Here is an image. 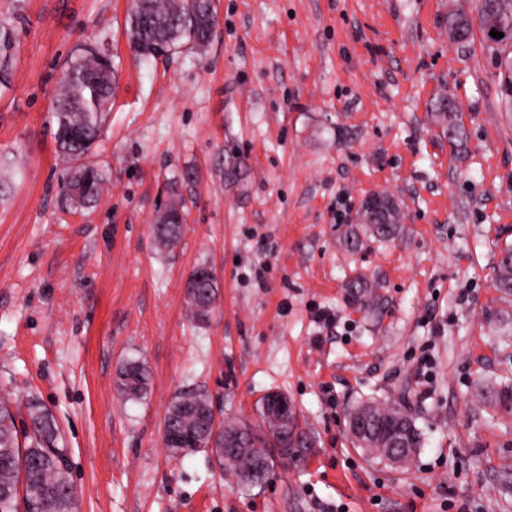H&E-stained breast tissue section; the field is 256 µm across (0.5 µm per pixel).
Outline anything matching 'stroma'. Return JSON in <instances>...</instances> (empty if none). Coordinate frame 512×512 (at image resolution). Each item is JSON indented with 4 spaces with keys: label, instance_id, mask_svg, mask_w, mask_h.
Wrapping results in <instances>:
<instances>
[{
    "label": "stroma",
    "instance_id": "stroma-1",
    "mask_svg": "<svg viewBox=\"0 0 512 512\" xmlns=\"http://www.w3.org/2000/svg\"><path fill=\"white\" fill-rule=\"evenodd\" d=\"M202 51L135 58L130 0H0L20 44L0 90V393L49 409L80 512H512V302L492 286L512 244V106L481 36L449 40L448 0H215ZM118 66L93 160L106 190L71 210L49 123L77 45ZM453 97L468 153L432 119ZM394 197L403 232L345 248L347 217ZM187 222L157 250L172 198ZM208 323L186 312L200 263ZM358 276L378 302L353 304ZM329 313L324 323L319 313ZM145 361L147 394L117 372ZM207 391L253 424L288 395L299 441L263 481L225 482L205 452L171 457L165 412ZM400 406L423 444L405 467L355 448L357 403ZM184 214V204L181 201H171L163 212L156 216L153 236L156 244L164 250L172 251L181 239V226L177 224ZM219 298L217 276L199 288V294L192 299H186V308L191 317L198 323H205L215 308Z\"/></svg>",
    "mask_w": 512,
    "mask_h": 512
}]
</instances>
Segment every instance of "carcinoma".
I'll return each mask as SVG.
<instances>
[{
  "label": "carcinoma",
  "instance_id": "cac0c4a2",
  "mask_svg": "<svg viewBox=\"0 0 512 512\" xmlns=\"http://www.w3.org/2000/svg\"><path fill=\"white\" fill-rule=\"evenodd\" d=\"M493 14L478 18L484 48L504 56L512 47V0H495ZM131 50L137 58L173 56L185 50L205 47L217 25L214 0H133L128 14ZM448 38L462 42L473 30L472 19L458 8L448 16ZM504 36L495 41L490 30ZM18 32L14 19L0 18V86H7L8 72L15 61ZM115 67L112 59L99 48L84 45L67 58L59 80L58 93L52 109V123L57 151L69 163L59 183L60 194L74 207H87L97 202L102 193V171L90 161L93 147L100 137L105 118L112 109ZM437 124L448 134V142L457 152L466 148L464 127L451 100L436 105ZM374 207L362 204L357 213L360 231L345 238L347 248L360 249L364 240L388 241L400 231L401 209L386 193L370 196ZM184 204L171 201L156 217L153 236L164 250H173L181 239L179 220ZM494 286L512 293V247L500 253L495 266ZM353 300L368 307L376 303V284L358 277L349 284ZM219 298L218 279L212 278L199 288V294L186 301L187 311L198 323H205ZM149 370L145 362L125 363L119 372V388L123 395L138 399L146 394ZM212 407V400L203 391L178 395L168 407L162 431L170 427L191 426L193 442L186 448H171L170 455L203 450L214 457L227 478L250 486L260 482L266 471L260 463L270 459L269 449L290 448L281 437L278 425L260 406L261 423L252 426L233 421L229 430L213 435L208 423L192 421V416ZM360 407L370 412V427L383 435L394 416L401 419L415 447L421 445V433L415 423L396 405L375 401ZM60 432L53 415L37 403L28 407V418L17 420L12 401L0 396V512H79V498L70 478L68 449L59 445Z\"/></svg>",
  "mask_w": 512,
  "mask_h": 512
}]
</instances>
